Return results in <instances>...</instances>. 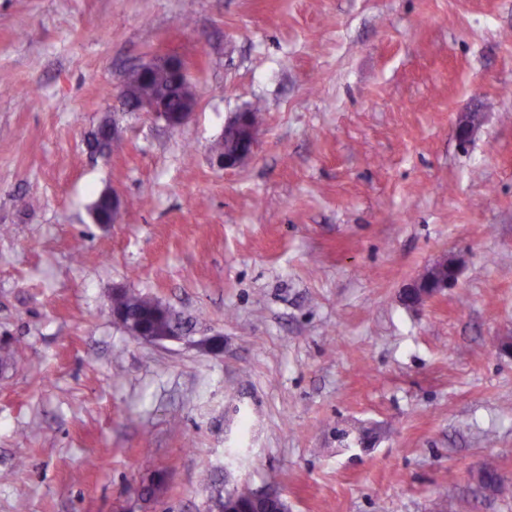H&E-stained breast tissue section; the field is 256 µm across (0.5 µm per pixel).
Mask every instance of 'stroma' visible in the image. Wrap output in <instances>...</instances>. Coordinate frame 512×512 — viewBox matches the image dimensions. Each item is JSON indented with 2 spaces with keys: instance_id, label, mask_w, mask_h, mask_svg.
<instances>
[{
  "instance_id": "stroma-1",
  "label": "stroma",
  "mask_w": 512,
  "mask_h": 512,
  "mask_svg": "<svg viewBox=\"0 0 512 512\" xmlns=\"http://www.w3.org/2000/svg\"><path fill=\"white\" fill-rule=\"evenodd\" d=\"M156 52L199 92L176 129L112 96ZM117 287L190 339L128 336ZM509 336L512 0H0V512H207L205 471L291 512H512L472 479L512 483ZM252 110L246 108L241 112H237L225 125L226 129L231 130L236 135L242 145V150L235 157L225 156L224 151L235 152L238 144L233 136L229 134L227 136L224 135V140L222 138L216 149V161L224 170L240 168L255 156L259 142L260 124L258 123L262 121V113L259 108ZM251 112L253 118L258 123H255L252 119ZM460 262L456 258L443 257L432 263L423 274L414 280L405 290L406 295L413 296L407 302L409 308H418L427 301L455 286L460 274Z\"/></svg>"
}]
</instances>
